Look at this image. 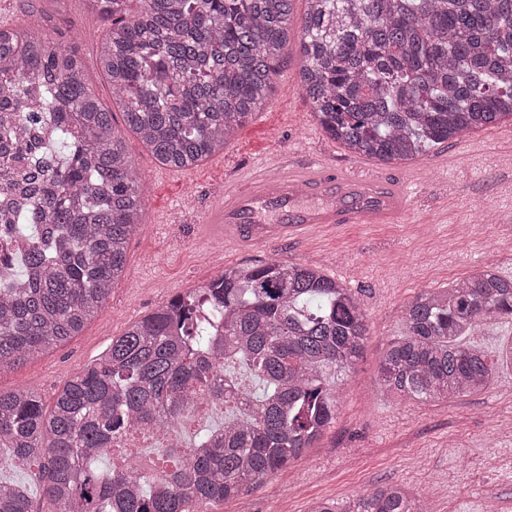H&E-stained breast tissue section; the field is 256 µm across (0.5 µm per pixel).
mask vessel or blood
I'll return each mask as SVG.
<instances>
[{"instance_id":"vessel-or-blood-1","label":"vessel or blood","mask_w":512,"mask_h":512,"mask_svg":"<svg viewBox=\"0 0 512 512\" xmlns=\"http://www.w3.org/2000/svg\"><path fill=\"white\" fill-rule=\"evenodd\" d=\"M407 190L379 176L355 171L338 177L321 170L303 175L259 174L255 182L225 190L214 217L226 229L246 230L255 242L302 237L323 224H391L407 212ZM276 210L273 223L263 212Z\"/></svg>"}]
</instances>
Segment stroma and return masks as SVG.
I'll return each mask as SVG.
<instances>
[{"label":"stroma","instance_id":"obj_1","mask_svg":"<svg viewBox=\"0 0 512 512\" xmlns=\"http://www.w3.org/2000/svg\"><path fill=\"white\" fill-rule=\"evenodd\" d=\"M47 14L49 40L78 46L104 105L112 96L98 51L108 22L83 0H0V23L28 9ZM301 61L287 57L276 91L223 152L188 171L160 165L134 134L128 153L147 186L146 217L128 243L125 273L107 304L78 335L0 374V392L31 389L45 406L75 373L128 326L175 295L205 285L217 265L271 258L322 267L360 298L369 336L354 368L338 377L336 420L315 448L218 512H309L321 499L352 497L367 485L400 483L428 493L431 512H512V371L487 391L418 403L383 395L376 377L386 346L402 328V307L418 292L445 288L492 265L512 278V122L449 141L406 163L382 165L327 137L298 87ZM327 159L335 173L369 169L411 190L397 224L323 227L303 238L254 243L211 223L224 183L283 161L302 168Z\"/></svg>","mask_w":512,"mask_h":512}]
</instances>
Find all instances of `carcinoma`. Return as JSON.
I'll return each mask as SVG.
<instances>
[{"label": "carcinoma", "instance_id": "carcinoma-1", "mask_svg": "<svg viewBox=\"0 0 512 512\" xmlns=\"http://www.w3.org/2000/svg\"><path fill=\"white\" fill-rule=\"evenodd\" d=\"M88 2L111 20L101 53L110 107L78 48L35 33L43 15L0 26V236L30 243L0 258V372L79 333L123 276L145 218L126 130L160 164L196 167L268 104L293 51L321 130L381 163L512 121V0H306L298 25L295 0ZM509 318L512 280L490 268L418 293L378 389L421 402L484 392L496 369L465 337ZM367 336L360 299L317 267H226L112 339L50 411L33 390L0 393V449L37 463L51 512H216L320 441L336 420V374ZM236 362L260 382L249 409L220 392ZM200 402L235 417L182 450L101 467L130 427L162 430ZM0 512H33L22 486L0 481ZM310 512L429 510L391 483Z\"/></svg>", "mask_w": 512, "mask_h": 512}]
</instances>
